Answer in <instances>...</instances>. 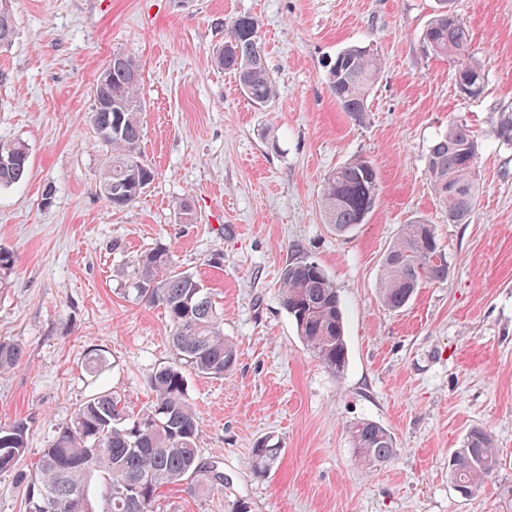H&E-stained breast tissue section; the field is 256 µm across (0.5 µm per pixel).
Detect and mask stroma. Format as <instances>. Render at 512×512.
I'll return each instance as SVG.
<instances>
[{"instance_id":"1","label":"stroma","mask_w":512,"mask_h":512,"mask_svg":"<svg viewBox=\"0 0 512 512\" xmlns=\"http://www.w3.org/2000/svg\"><path fill=\"white\" fill-rule=\"evenodd\" d=\"M16 37L0 47V141L27 144L21 183L0 189V247L13 252L0 291V341L23 356L0 375V425L27 426V451L0 472V512H24L23 479L90 394L138 411L170 362L168 318L136 301V255L169 249L211 293L238 346L232 375H189L203 461L225 476L203 495L161 489L154 512H512V146L496 136L512 112V0H455L484 65L483 95L455 85L453 62L423 52L436 0H12ZM260 23L278 87L252 104L212 49L224 19ZM374 50L383 70L363 123L341 112L328 70L344 47ZM142 76L141 161L155 172L138 202L112 211L97 188L110 150L90 121L94 85L113 54ZM479 145L474 214L452 224L435 201L425 157L450 123ZM372 162L379 194L347 233L325 224L326 174ZM190 203L195 221L183 223ZM433 224L447 279L401 310L379 297L382 260L403 224ZM120 249H113V242ZM296 257L319 264L343 303L347 362L324 368L280 303ZM100 349L98 373L84 365ZM390 431L396 454L368 469L352 424ZM475 427L499 464L469 496L448 461ZM279 443L270 474L252 448Z\"/></svg>"}]
</instances>
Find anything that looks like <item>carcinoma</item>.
Segmentation results:
<instances>
[{
    "mask_svg": "<svg viewBox=\"0 0 512 512\" xmlns=\"http://www.w3.org/2000/svg\"><path fill=\"white\" fill-rule=\"evenodd\" d=\"M10 0H0V46L12 42L15 20ZM255 18L240 14L224 22V42L213 49L216 64L233 73L243 94L264 106L277 94L262 52ZM425 53L455 63L460 94L479 97L486 71L471 51L472 35L457 13L435 11L421 36ZM382 69L380 57L353 45L336 55L329 69V89L341 111L363 122L367 97ZM142 80L127 68H113L112 81H96L94 101H112L114 110H92L90 120L100 140L110 146V162L99 176V193L112 209L132 206L153 181L154 172L140 160ZM496 136L512 144V113L499 117ZM479 147L466 124L456 121L431 145L426 170L439 206L448 221L462 224L476 207L474 178ZM29 149L21 141H0V188L19 183L28 171ZM378 196V175L363 157L332 170L323 185L320 208L325 223L346 233L365 223ZM12 252L0 248V289L11 287ZM448 277V259L433 225L415 220L403 226L386 252L380 278L382 303L403 308L423 284ZM280 299L298 335L332 373L346 365L347 347L340 297L333 280L315 262L296 258L282 270ZM135 297L162 307L169 319L172 362L150 376L151 404L136 413L113 392L92 394L62 425L43 450L32 474L25 477V512H94L89 486L102 487L101 512H152L159 490L187 485L191 492L224 486L223 472L203 462L197 448L198 420L187 397V375L224 377L238 358L236 345L224 337L222 314L211 294L194 275L179 271L169 251L153 247L134 259ZM22 354L16 344L0 342V373L14 367ZM356 458L373 467L391 460L395 443L390 432L372 421L350 428ZM27 449L26 423L0 426V471L11 469ZM282 449L267 441L251 451L250 467L269 473ZM497 463L492 437L472 429L451 456L448 469L457 491L468 495L491 476Z\"/></svg>",
    "mask_w": 512,
    "mask_h": 512,
    "instance_id": "1",
    "label": "carcinoma"
}]
</instances>
